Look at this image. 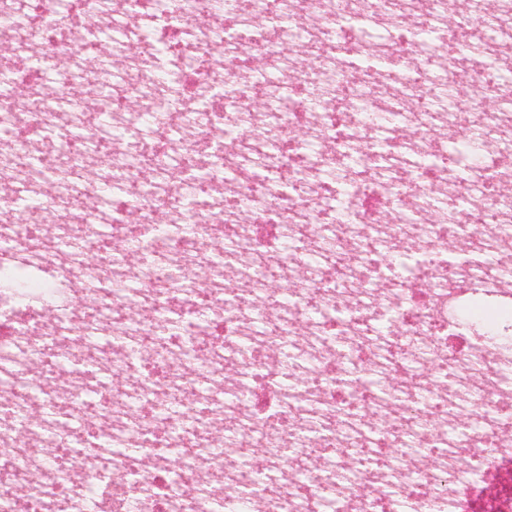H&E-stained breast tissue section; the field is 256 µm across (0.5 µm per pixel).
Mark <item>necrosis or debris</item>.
<instances>
[{"label": "necrosis or debris", "mask_w": 512, "mask_h": 512, "mask_svg": "<svg viewBox=\"0 0 512 512\" xmlns=\"http://www.w3.org/2000/svg\"><path fill=\"white\" fill-rule=\"evenodd\" d=\"M460 18L0 0V512H512V0Z\"/></svg>", "instance_id": "4bbe7bcc"}]
</instances>
